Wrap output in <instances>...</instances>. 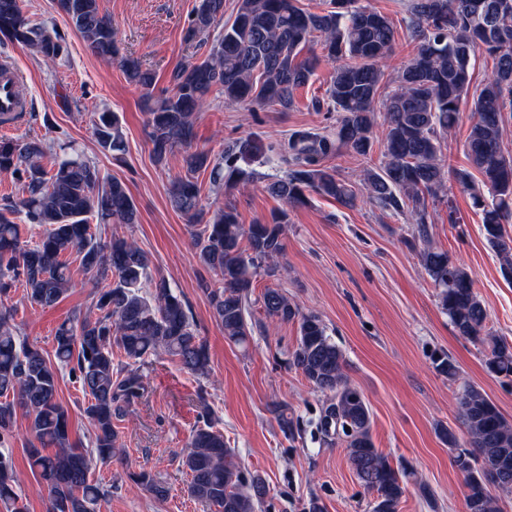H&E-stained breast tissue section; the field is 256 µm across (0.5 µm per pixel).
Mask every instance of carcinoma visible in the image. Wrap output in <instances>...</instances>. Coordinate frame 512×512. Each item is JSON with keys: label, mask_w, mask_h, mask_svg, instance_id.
Returning a JSON list of instances; mask_svg holds the SVG:
<instances>
[{"label": "carcinoma", "mask_w": 512, "mask_h": 512, "mask_svg": "<svg viewBox=\"0 0 512 512\" xmlns=\"http://www.w3.org/2000/svg\"><path fill=\"white\" fill-rule=\"evenodd\" d=\"M55 5L96 56L118 63L129 83L141 90L153 161L162 165L175 148L185 149L186 172L172 181L170 199L189 223L201 224L192 232V244L198 261L214 274L201 288L224 327V339L246 345L254 331L253 282L262 273L271 277L279 270L288 211L307 206L310 192L346 207L356 201L355 187L323 161L341 149L366 156L373 146L374 105L396 43L392 22L360 0H325L318 10L300 0H237L227 20L225 0H198L184 40H207L220 24L222 32L204 59L175 66L171 91L158 94L154 71L120 54L98 0H55ZM409 14L414 53L384 105L383 162L377 170H365L367 197L395 211L411 207L418 236L425 239V199L437 195L452 177L471 195L485 239L510 280L512 153L504 147L503 131L506 113L512 112V0H411ZM4 41L31 50L47 65L61 60L65 51L64 38L33 20L24 0H0ZM314 41L321 54L303 55ZM480 51L496 63L475 84L472 60ZM323 60L336 64L322 100L338 113L332 132L298 131L285 146L247 137L226 146L216 159L206 149L193 148L197 113L213 92L249 111L257 106L286 111ZM463 104L470 105L465 143L469 166L447 171L440 135L458 124ZM93 126L103 151H125L116 113H97ZM52 150L39 139L0 137V175L23 186L10 212L41 228L33 241L24 236L22 225L0 213V503L6 512H27L6 452L20 412L29 419L34 440L29 464L46 484L50 512H100L112 486L93 477V465L124 452L114 421L144 396L141 366L164 352L186 372L201 376L209 355L184 301L168 280L152 275L148 254L131 239L114 235L104 241L92 231L91 215L114 224L138 223L126 185L104 178L95 164L66 152L64 145L49 172L42 160ZM285 152L292 169L265 175L267 192L282 203L270 221L241 224L226 206L200 222L197 172L210 169L217 188L246 182L258 175L255 166ZM67 253L76 254L99 315H73L58 324L50 358L21 336L16 307L5 301L21 288L22 304L42 309L56 305L73 285ZM419 258L458 335L488 347L490 373L512 377V343L486 331L487 311L466 269L448 252L430 246ZM260 302L267 318L298 325L288 365L325 397L318 424L324 440L344 437L353 472L376 493L372 512H399L406 474L375 448L371 411L348 379L343 351L320 317L301 313L282 290L265 289ZM115 348L125 362H114ZM62 370L87 398L84 413L93 431L87 449L73 447L70 440L68 412L58 400ZM459 409L470 448L456 454L455 464L464 473L467 512H500L492 489L512 492V423L473 386L462 392ZM200 417L181 462L190 476L188 494L210 512H261L269 494L265 478L244 472L205 403ZM131 479L157 499L168 496V487L147 472Z\"/></svg>", "instance_id": "carcinoma-1"}]
</instances>
